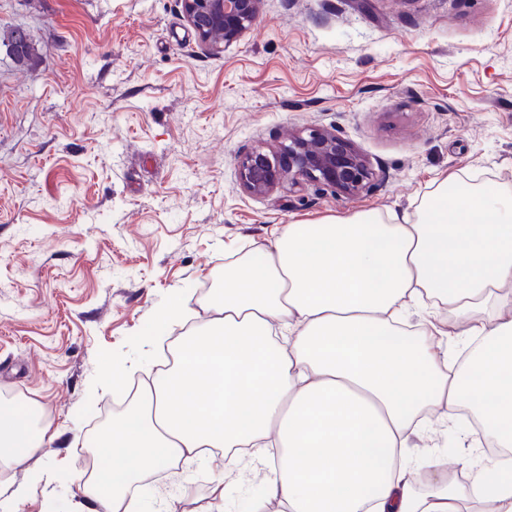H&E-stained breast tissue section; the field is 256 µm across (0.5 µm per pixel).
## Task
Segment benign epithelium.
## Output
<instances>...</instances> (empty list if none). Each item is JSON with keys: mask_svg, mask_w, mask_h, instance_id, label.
Here are the masks:
<instances>
[{"mask_svg": "<svg viewBox=\"0 0 512 512\" xmlns=\"http://www.w3.org/2000/svg\"><path fill=\"white\" fill-rule=\"evenodd\" d=\"M182 12L199 40L216 47L237 41L259 17L263 0H180ZM373 178L366 156L336 134L312 127L268 151L254 150L238 161V184L253 197L287 183H323L356 196Z\"/></svg>", "mask_w": 512, "mask_h": 512, "instance_id": "7a95c632", "label": "benign epithelium"}]
</instances>
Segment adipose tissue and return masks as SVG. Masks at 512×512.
Instances as JSON below:
<instances>
[{"instance_id":"1","label":"adipose tissue","mask_w":512,"mask_h":512,"mask_svg":"<svg viewBox=\"0 0 512 512\" xmlns=\"http://www.w3.org/2000/svg\"><path fill=\"white\" fill-rule=\"evenodd\" d=\"M207 325L97 440L109 466L84 479L90 512H141L156 467L205 460L264 472L251 512H512V194L448 203L440 184L415 213L376 210L287 225L263 254L224 268ZM421 317L409 325L412 314ZM467 337L461 360L441 346ZM477 415L476 467L408 457L422 427ZM55 439L0 405V470Z\"/></svg>"}]
</instances>
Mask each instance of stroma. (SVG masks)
<instances>
[{
	"label": "stroma",
	"instance_id": "obj_1",
	"mask_svg": "<svg viewBox=\"0 0 512 512\" xmlns=\"http://www.w3.org/2000/svg\"><path fill=\"white\" fill-rule=\"evenodd\" d=\"M37 61L0 45V404L57 437L21 512H83L102 355L150 382L177 333L155 312L179 293L203 324L208 280L286 225L415 211L446 178L512 194V0H264L220 50L180 0H0ZM311 126L368 158L369 191L309 183L255 198L244 154Z\"/></svg>",
	"mask_w": 512,
	"mask_h": 512
}]
</instances>
